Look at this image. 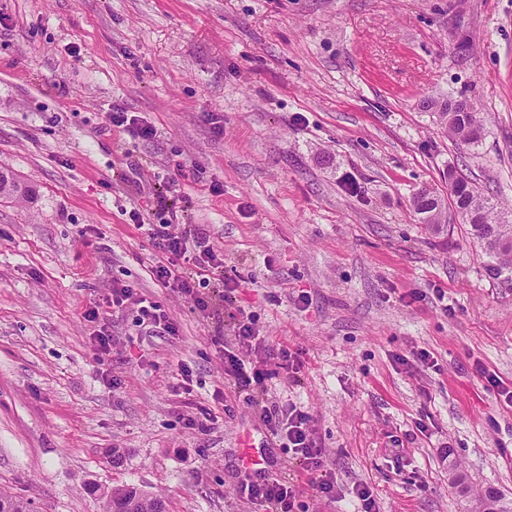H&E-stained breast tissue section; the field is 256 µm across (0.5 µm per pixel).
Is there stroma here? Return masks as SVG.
<instances>
[{
  "label": "stroma",
  "instance_id": "1",
  "mask_svg": "<svg viewBox=\"0 0 512 512\" xmlns=\"http://www.w3.org/2000/svg\"><path fill=\"white\" fill-rule=\"evenodd\" d=\"M460 97L478 143L421 106ZM117 110L154 137L113 132ZM451 167L512 206V0H0V170L34 191L0 199V489L33 512L123 485L262 512L238 493L256 446L295 512H357L360 483L378 512H464L452 463L512 498V406L477 372L512 389V281L457 213L436 234L412 209ZM163 201L222 255L220 315L154 279L135 218ZM116 284L178 334L111 307ZM238 311L298 353L268 402L309 413L335 497L225 383Z\"/></svg>",
  "mask_w": 512,
  "mask_h": 512
}]
</instances>
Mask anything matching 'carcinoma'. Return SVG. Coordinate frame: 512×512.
<instances>
[{"instance_id": "1", "label": "carcinoma", "mask_w": 512, "mask_h": 512, "mask_svg": "<svg viewBox=\"0 0 512 512\" xmlns=\"http://www.w3.org/2000/svg\"><path fill=\"white\" fill-rule=\"evenodd\" d=\"M438 116L450 135L477 143L482 137V123L473 102L464 98L440 104ZM448 197L423 187L414 193L412 208L421 223L437 232L448 208L463 219L467 234L489 258L486 271L496 277H512V208L484 196L467 178L448 169ZM23 192L13 176L0 172V196L11 197ZM102 512H166L164 501L156 495L135 487H115L102 493ZM0 512H31V503L0 490Z\"/></svg>"}]
</instances>
